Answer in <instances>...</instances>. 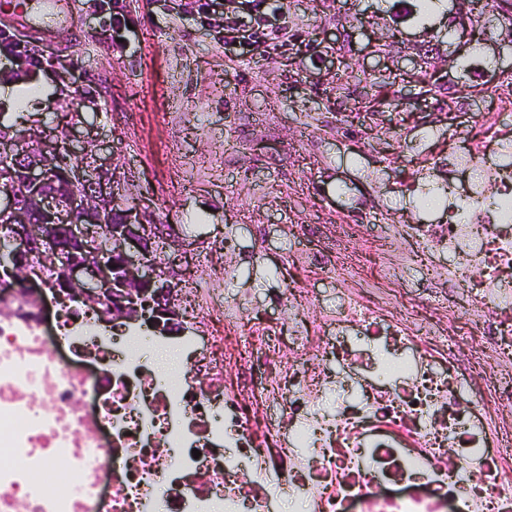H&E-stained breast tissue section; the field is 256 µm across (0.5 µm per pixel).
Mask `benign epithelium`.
<instances>
[{
	"instance_id": "1",
	"label": "benign epithelium",
	"mask_w": 512,
	"mask_h": 512,
	"mask_svg": "<svg viewBox=\"0 0 512 512\" xmlns=\"http://www.w3.org/2000/svg\"><path fill=\"white\" fill-rule=\"evenodd\" d=\"M73 134L62 138L57 135H39L32 139L27 149L29 159L23 170V191L36 198L42 213L51 221L41 232L28 223L25 212L18 210L14 195L8 192L0 196V214L11 217L10 256L0 260V278L11 280L13 286L26 288L40 279L39 271L30 267L28 258L38 252L42 262L48 266L79 243L84 256L65 263L60 284L57 285L70 299L91 303L105 296L111 305L102 311V320H112V310L120 307L129 321L145 316V309L152 310L148 317L154 328L166 333L171 324L163 322L169 316V295L174 285L160 280L155 265L147 260L150 244L148 226L138 215L125 212L120 224L110 226L109 242L102 244L101 220L85 215L77 216L76 204L67 207L59 205L44 191L45 159L59 153L61 149L74 152L71 141ZM118 174V167L110 159H104L93 172L84 168L76 169L72 180L85 184L92 182L96 190L97 203L112 197V182ZM115 257L120 274L112 277L111 261Z\"/></svg>"
}]
</instances>
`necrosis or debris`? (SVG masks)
I'll use <instances>...</instances> for the list:
<instances>
[{
    "label": "necrosis or debris",
    "mask_w": 512,
    "mask_h": 512,
    "mask_svg": "<svg viewBox=\"0 0 512 512\" xmlns=\"http://www.w3.org/2000/svg\"><path fill=\"white\" fill-rule=\"evenodd\" d=\"M448 146V221L299 252L281 327L175 289L182 335L146 339L50 287L0 295V512H512V78ZM452 270L402 287L415 254ZM447 280L448 289L436 285ZM336 307L315 317V283ZM176 343L185 370L144 360ZM329 406L321 401L327 394Z\"/></svg>",
    "instance_id": "1"
}]
</instances>
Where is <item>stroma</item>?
<instances>
[{"label": "stroma", "instance_id": "35a3bbf8", "mask_svg": "<svg viewBox=\"0 0 512 512\" xmlns=\"http://www.w3.org/2000/svg\"><path fill=\"white\" fill-rule=\"evenodd\" d=\"M415 0H279L267 7L284 33L252 49L225 42L224 14L200 23L196 0H123L131 30L112 31L105 14L82 7L69 46L71 67L45 63L32 71L0 68V85L43 84L35 112L62 113L74 94L82 108L77 131L104 142L120 169L122 208L171 225L178 242L169 261L178 271L208 252L224 266L209 288L236 296L246 311L265 310L287 323V308L270 306L286 287L301 242L292 224H337L371 209L374 235L397 221H448V94L431 92L417 54L441 44L431 72L451 77L475 106L461 121L481 122L498 67L496 22L479 44L469 32L446 39L447 22L418 28L406 13ZM401 16L398 44L385 48L390 16ZM477 58L481 83L445 59ZM166 121H157V113ZM179 166L189 184L166 194V169ZM308 190L299 194L296 183Z\"/></svg>", "mask_w": 512, "mask_h": 512}]
</instances>
